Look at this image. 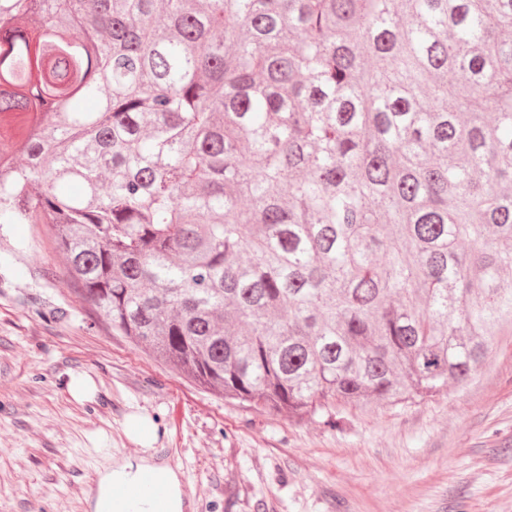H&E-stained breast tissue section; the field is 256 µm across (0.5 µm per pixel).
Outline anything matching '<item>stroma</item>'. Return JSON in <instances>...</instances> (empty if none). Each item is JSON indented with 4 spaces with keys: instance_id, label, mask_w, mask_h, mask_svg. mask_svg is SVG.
<instances>
[{
    "instance_id": "1",
    "label": "stroma",
    "mask_w": 512,
    "mask_h": 512,
    "mask_svg": "<svg viewBox=\"0 0 512 512\" xmlns=\"http://www.w3.org/2000/svg\"><path fill=\"white\" fill-rule=\"evenodd\" d=\"M63 266L42 225L0 224V512H87L98 470L146 452L190 512H512V335L465 385L330 428L226 402L108 333Z\"/></svg>"
}]
</instances>
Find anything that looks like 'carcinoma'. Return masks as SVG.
I'll use <instances>...</instances> for the list:
<instances>
[{
	"mask_svg": "<svg viewBox=\"0 0 512 512\" xmlns=\"http://www.w3.org/2000/svg\"><path fill=\"white\" fill-rule=\"evenodd\" d=\"M0 224L245 408L462 385L512 333V0H0Z\"/></svg>",
	"mask_w": 512,
	"mask_h": 512,
	"instance_id": "cac0c4a2",
	"label": "carcinoma"
}]
</instances>
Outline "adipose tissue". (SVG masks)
<instances>
[{"label":"adipose tissue","instance_id":"1","mask_svg":"<svg viewBox=\"0 0 512 512\" xmlns=\"http://www.w3.org/2000/svg\"><path fill=\"white\" fill-rule=\"evenodd\" d=\"M148 474L165 489L167 512H185L188 503L179 473L150 454L120 458L104 465L97 473L96 495L88 503L90 512H111V492L117 486L126 487L132 493L127 512H152L151 500L140 491L142 479Z\"/></svg>","mask_w":512,"mask_h":512}]
</instances>
